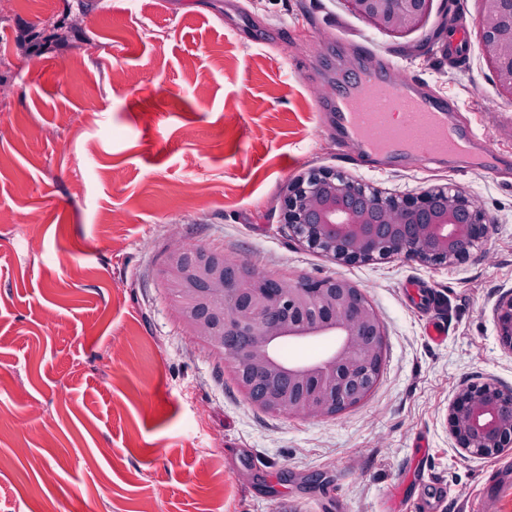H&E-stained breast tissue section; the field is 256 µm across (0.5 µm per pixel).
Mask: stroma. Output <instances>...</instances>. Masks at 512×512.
Here are the masks:
<instances>
[{
    "label": "stroma",
    "instance_id": "1",
    "mask_svg": "<svg viewBox=\"0 0 512 512\" xmlns=\"http://www.w3.org/2000/svg\"><path fill=\"white\" fill-rule=\"evenodd\" d=\"M452 12L434 0L395 37L341 0H0V512H380L399 489L406 512L426 496L512 512V452L469 456L446 423L462 384L512 387L494 325L512 292V101L480 50L447 62ZM359 69L491 121L505 170L339 150L320 116ZM312 168L462 187L490 235L453 267L336 264L280 222ZM174 242L361 288L386 330L368 400L323 418L251 404L162 286Z\"/></svg>",
    "mask_w": 512,
    "mask_h": 512
}]
</instances>
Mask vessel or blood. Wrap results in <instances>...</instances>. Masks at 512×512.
<instances>
[{"mask_svg": "<svg viewBox=\"0 0 512 512\" xmlns=\"http://www.w3.org/2000/svg\"><path fill=\"white\" fill-rule=\"evenodd\" d=\"M466 30L461 23L449 35V59L463 60L470 50ZM333 129L338 148L350 145L371 157L442 160L493 172L501 158L485 134L460 126L446 103L423 94L409 79L387 83L375 74L359 73L337 100Z\"/></svg>", "mask_w": 512, "mask_h": 512, "instance_id": "b4317fda", "label": "vessel or blood"}]
</instances>
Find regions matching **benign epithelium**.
Wrapping results in <instances>:
<instances>
[{"instance_id":"obj_1","label":"benign epithelium","mask_w":512,"mask_h":512,"mask_svg":"<svg viewBox=\"0 0 512 512\" xmlns=\"http://www.w3.org/2000/svg\"><path fill=\"white\" fill-rule=\"evenodd\" d=\"M375 28L403 36L421 28L433 0H342ZM480 49L499 92L512 100V0H482ZM280 223L306 249L341 265L405 256L428 266H454L486 241V211L458 186L386 195L328 169L311 170L286 189ZM185 326L234 367L243 395L265 412L333 416L363 403L377 386L386 331L356 285L337 278L286 281L262 276L222 250L179 246L160 269ZM494 323L512 350V294L498 301ZM334 348L312 362L281 356L286 344L320 338ZM269 384L254 395V379ZM457 448L475 457L512 449V387L461 385L448 407Z\"/></svg>"}]
</instances>
